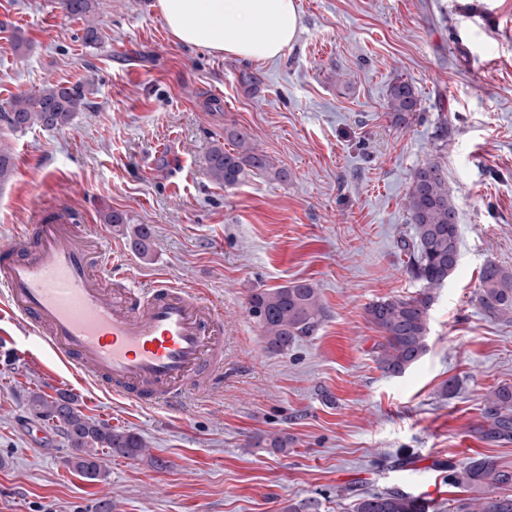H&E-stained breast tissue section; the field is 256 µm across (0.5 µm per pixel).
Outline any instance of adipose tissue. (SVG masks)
<instances>
[{
	"label": "adipose tissue",
	"instance_id": "adipose-tissue-1",
	"mask_svg": "<svg viewBox=\"0 0 512 512\" xmlns=\"http://www.w3.org/2000/svg\"><path fill=\"white\" fill-rule=\"evenodd\" d=\"M177 41L247 61L278 57L296 38V0H157Z\"/></svg>",
	"mask_w": 512,
	"mask_h": 512
}]
</instances>
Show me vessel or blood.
I'll return each mask as SVG.
<instances>
[{"label": "vessel or blood", "instance_id": "b4317fda", "mask_svg": "<svg viewBox=\"0 0 512 512\" xmlns=\"http://www.w3.org/2000/svg\"><path fill=\"white\" fill-rule=\"evenodd\" d=\"M112 238L56 209L0 241V302L38 343L101 391L183 410L224 373V311L161 272L108 290Z\"/></svg>", "mask_w": 512, "mask_h": 512}]
</instances>
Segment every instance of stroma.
Listing matches in <instances>:
<instances>
[{
	"label": "stroma",
	"instance_id": "1",
	"mask_svg": "<svg viewBox=\"0 0 512 512\" xmlns=\"http://www.w3.org/2000/svg\"><path fill=\"white\" fill-rule=\"evenodd\" d=\"M296 2V41L254 62L177 42L156 0H98L92 46L57 0H0V101L50 82L84 85L87 101L62 128L0 124L17 166L0 186V239L64 205L111 234L113 287L164 271L224 309V381L180 413L108 396L39 346L15 354L20 330L0 318V512H287L311 498L353 512L390 489L456 512L477 492L451 485L449 465L485 455L512 468V442L478 433L485 394L512 385V321L476 298L485 261L512 267V0ZM399 77L420 99L405 129L385 110ZM233 127L287 180L210 181L208 153L231 148ZM428 161L448 176L459 265L433 291L425 355L389 375L365 309L423 288L401 241L410 176ZM112 212L126 223H106ZM139 224L153 231L146 258L131 244ZM297 280L318 288L326 316L271 352L249 296ZM35 391L74 394L145 452L87 481L53 424L41 425L46 450L28 439ZM269 433L287 448L255 446Z\"/></svg>",
	"mask_w": 512,
	"mask_h": 512
}]
</instances>
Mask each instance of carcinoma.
I'll list each match as a JSON object with an SVG mask.
<instances>
[{
    "instance_id": "obj_1",
    "label": "carcinoma",
    "mask_w": 512,
    "mask_h": 512,
    "mask_svg": "<svg viewBox=\"0 0 512 512\" xmlns=\"http://www.w3.org/2000/svg\"><path fill=\"white\" fill-rule=\"evenodd\" d=\"M59 4L66 17L86 22V43L99 41L95 23L97 0H59ZM84 99L80 85L50 83L35 93L14 95L0 104V121L14 132L35 126H66L83 110ZM419 106V97L410 81L399 78L391 83L385 108L394 127H408ZM228 135L234 149L228 151L215 145L208 154L206 176L210 180L232 186L248 171L277 180L287 178L285 170L276 167L265 152L252 144L247 130L231 129ZM14 174L11 151L0 147V185L10 182ZM407 206L413 235L402 242V249L408 256L410 273L424 283V289L410 297L378 300L366 309L368 321L383 338L378 345L377 363L390 375L404 373L425 354L432 290L444 285L460 256L457 209L448 189V177L439 163L429 161L414 170L408 185ZM132 246L142 257L150 255L152 238L146 225L134 228ZM478 301L489 316H512V268L495 261L484 263L479 274ZM249 305L267 347L275 352H286L301 337L312 335L325 318L319 291L307 281L259 289L250 295ZM30 407L37 419L61 428L70 446L66 466L89 481L104 476L100 452L110 457H135L146 448L138 434L86 416L66 392L54 396L34 392ZM485 414L487 424L479 430L482 439L512 440L511 385H499L490 391L485 398ZM448 469L454 486L483 490L481 497L458 504L456 512H512V495L499 493L512 487V470L501 468L491 457L475 458L461 468L450 464ZM355 512L419 510L409 495L388 490L358 497Z\"/></svg>"
}]
</instances>
